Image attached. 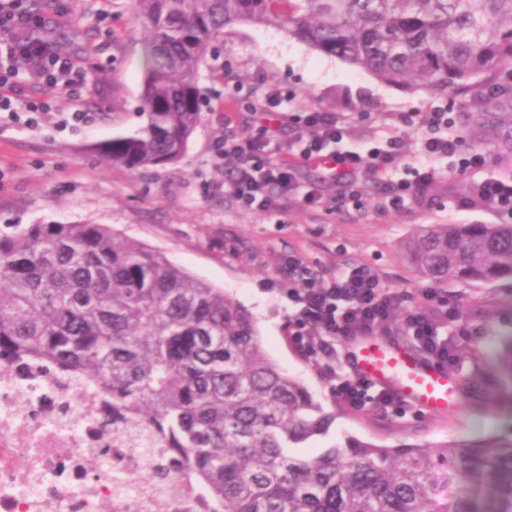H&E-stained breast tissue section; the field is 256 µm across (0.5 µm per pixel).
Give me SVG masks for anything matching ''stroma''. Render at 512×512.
<instances>
[{"mask_svg": "<svg viewBox=\"0 0 512 512\" xmlns=\"http://www.w3.org/2000/svg\"><path fill=\"white\" fill-rule=\"evenodd\" d=\"M46 32L56 47L77 58L87 73L85 107L92 124L63 125L70 99L53 94L52 109L38 125L0 124V228L14 224H107L122 237L164 252L190 274L224 289L255 317L271 360L301 379L336 421L331 437L353 436L388 448L404 444L441 446L512 434V383L493 368L512 339V278L445 286L449 306L477 334L461 343L452 373L467 378L452 413L402 407L384 411L342 404L313 358L287 334L295 307L280 269L301 258L320 274L365 264L392 288L421 307L429 280L407 262L401 245L430 224H491L470 175L448 171L399 211H382L370 178H359V208L337 205L327 187L321 208L296 203L258 215L224 193V170L212 161L219 135L242 134L253 115L234 106L224 114V92L252 95L274 88L290 97V109H320L348 116V144L398 136L405 160L414 159L421 133L410 114L442 104L422 89L385 84L372 74L328 57L284 30L239 24L226 30L219 57L200 71L202 120L182 158L174 164L132 172L106 165L95 143L130 134L140 113L144 76L143 31L130 0H42ZM491 96L450 102L469 148L486 149L493 169L512 175V107L492 105Z\"/></svg>", "mask_w": 512, "mask_h": 512, "instance_id": "obj_1", "label": "stroma"}]
</instances>
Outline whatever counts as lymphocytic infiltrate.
<instances>
[{
	"mask_svg": "<svg viewBox=\"0 0 512 512\" xmlns=\"http://www.w3.org/2000/svg\"><path fill=\"white\" fill-rule=\"evenodd\" d=\"M37 15L24 0H0V112L13 121L35 124L37 114L49 106L48 101H31L26 112L16 104L24 93L17 81V63L30 64L35 79L52 92L65 93L73 104L69 117L77 124L92 123L93 116L83 106L82 90L87 74L74 57L58 50L54 43L36 31ZM283 104L279 91L267 92L252 106L259 115L255 135L217 140L216 159L227 168L224 192L241 207L271 214L279 211V199L296 196L302 207L311 209L321 202L317 189L303 188L298 175L323 156L337 160L329 174L339 202L358 204L360 193L355 187L358 174H370L383 195L385 208L398 210L424 186L441 174V161H454L459 171L479 173L478 196L495 212L512 218V176L496 173L489 155L481 148L464 146V135L455 113L439 108L422 118L427 133L421 139V159L405 166L406 175L395 178L393 168L400 156L401 141L390 137L367 147L338 150L344 139L347 120L333 112L303 109L288 119L278 118ZM291 122L300 131L289 145L286 155L275 156L271 145ZM295 283L291 296L297 307L294 325L297 337L324 366L336 362L340 343L354 336L389 331L393 320H400L406 335L430 359L448 364L456 358V336L467 335L459 327L456 336H440L438 326L420 307L401 310L399 297L371 269L359 266L330 277H322L307 264L294 261L283 269ZM347 405L361 408L366 404L385 409L397 398L388 391H373L370 381L354 370H346L334 388Z\"/></svg>",
	"mask_w": 512,
	"mask_h": 512,
	"instance_id": "obj_1",
	"label": "lymphocytic infiltrate"
}]
</instances>
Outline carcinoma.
<instances>
[{
    "instance_id": "cac0c4a2",
    "label": "carcinoma",
    "mask_w": 512,
    "mask_h": 512,
    "mask_svg": "<svg viewBox=\"0 0 512 512\" xmlns=\"http://www.w3.org/2000/svg\"><path fill=\"white\" fill-rule=\"evenodd\" d=\"M144 32L145 124L95 145L130 171L178 161L201 121L199 71L224 29L285 30L382 82L434 95L512 83V0H131ZM438 285L512 278V224H434L405 245ZM98 382L129 430L193 472L223 512H512V438L293 449L336 414L281 371L222 288L105 224L0 232V364ZM477 483L492 491L484 503Z\"/></svg>"
}]
</instances>
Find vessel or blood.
<instances>
[{
  "instance_id": "b4317fda",
  "label": "vessel or blood",
  "mask_w": 512,
  "mask_h": 512,
  "mask_svg": "<svg viewBox=\"0 0 512 512\" xmlns=\"http://www.w3.org/2000/svg\"><path fill=\"white\" fill-rule=\"evenodd\" d=\"M355 369L374 384L387 388L427 411L449 410L452 377L447 369L411 348L376 340L361 343L354 353Z\"/></svg>"
}]
</instances>
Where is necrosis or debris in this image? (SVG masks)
I'll return each instance as SVG.
<instances>
[{"label":"necrosis or debris","instance_id":"4bbe7bcc","mask_svg":"<svg viewBox=\"0 0 512 512\" xmlns=\"http://www.w3.org/2000/svg\"><path fill=\"white\" fill-rule=\"evenodd\" d=\"M153 437L129 441L95 383L0 365V512H223Z\"/></svg>","mask_w":512,"mask_h":512}]
</instances>
